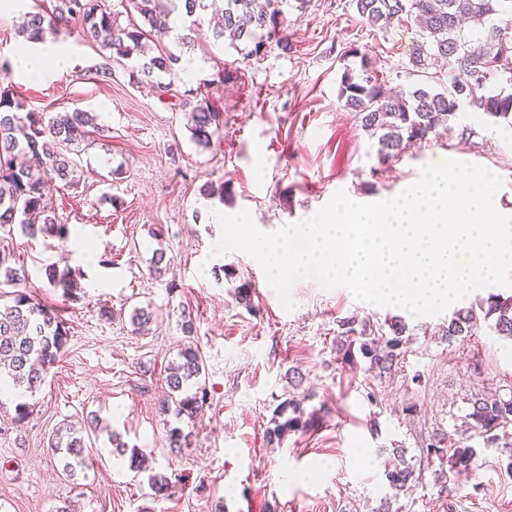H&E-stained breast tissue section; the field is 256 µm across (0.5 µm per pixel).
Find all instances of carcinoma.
Listing matches in <instances>:
<instances>
[{"instance_id":"1","label":"carcinoma","mask_w":512,"mask_h":512,"mask_svg":"<svg viewBox=\"0 0 512 512\" xmlns=\"http://www.w3.org/2000/svg\"><path fill=\"white\" fill-rule=\"evenodd\" d=\"M357 14L388 29L406 17L414 19L419 37L408 61L411 73H428L440 63L448 73L435 72L428 82L406 93H394L370 58L357 48L348 50L360 59V68H345L340 79L339 99L345 110L360 120L361 127L377 138L378 155L384 160L400 157L407 147L424 144L439 129L451 130L458 116L459 98L490 118L512 124V0H352ZM288 0H119L123 10L108 0H52L49 11H28L18 36L41 42L46 34H56L71 24L80 25L82 36L98 47L103 62L95 68L98 77L112 79V65L133 62L130 80L144 82L161 92L170 84L162 76L176 74L181 56L167 47L151 45L152 33L173 37L176 45L189 46L192 26L186 33L170 34L169 18L179 10L191 18L212 9L221 14L214 25V41L250 42L247 56L260 59L274 44L284 52L293 49L284 17ZM126 19H121V16ZM10 66L0 64V227L17 224L28 238L39 235L67 239L68 225L58 222L45 203V185L52 179L71 184L75 178L72 154L91 145V118L88 112H35L15 96L7 82ZM447 79H442V76ZM192 140L210 146L219 137L222 114L206 97L186 100ZM49 282L75 298L77 283L67 273L49 270ZM28 275L10 265V254L0 251V289H12L13 304L0 315V396L4 388L22 397L35 391L59 362L70 330L59 310L30 294ZM494 319L492 328L500 336L512 337V294H491L478 308H461L452 313L444 329L448 338L469 336L480 320ZM406 324L396 319L389 332L363 341L359 351L369 360V369L389 373L398 364L405 340ZM203 356L197 345L184 346L170 367L166 383L170 389L163 400L162 413L179 421H194L208 400L201 383ZM267 429L268 444L279 442L290 432L309 430L316 424L314 414H306L302 399L283 401ZM512 424V396L470 400L469 412L459 428L458 439L438 438L426 445L428 464H438L435 480L449 477L470 481L476 478V449L467 445L474 437L491 435ZM112 452L126 458L129 468L140 467L142 453L117 436H110ZM172 448H188L193 432L180 427L168 431ZM54 452L65 459L63 470L73 475L86 464L87 442L83 431L65 423L51 440ZM385 478L393 496L417 480L414 470L404 465L386 470Z\"/></svg>"}]
</instances>
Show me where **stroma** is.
<instances>
[{"instance_id":"35a3bbf8","label":"stroma","mask_w":512,"mask_h":512,"mask_svg":"<svg viewBox=\"0 0 512 512\" xmlns=\"http://www.w3.org/2000/svg\"><path fill=\"white\" fill-rule=\"evenodd\" d=\"M285 14L292 50L274 48L261 59L214 42L209 15H200L194 43L180 51L196 68L179 71L163 96L133 86L124 65L100 81V55L74 28L56 36L71 68L43 80L11 73L28 109L81 108L94 114L95 127L92 145L76 158L75 183L49 184L69 240L0 231V248L25 267L31 293L60 309L70 328L60 362L29 398V419L15 422V398L0 399V512H56L68 503L76 512H212L219 501L225 512H372L390 493L384 471L397 447L419 478L393 501L394 512H512V426L496 444L473 439L477 480L449 492L435 484L421 450L423 440L453 433L472 395L512 396L511 339L483 321L476 335L448 342L442 329L450 312L414 316L312 279L295 284L288 312L253 258L210 254L222 233L217 212L249 211L258 229L272 233L313 216L340 190L362 203L396 196L424 165L447 159L498 175V206L512 214L511 127L465 105L452 132L383 162L376 139L343 109L341 75L358 65L348 48L368 53L390 86L420 83L406 69L414 26L369 25L351 0H309L305 12ZM221 69L237 80L217 83ZM202 86L223 114L220 138L205 149L193 142L181 108L188 90ZM209 183L230 192L203 197ZM86 243L96 260L83 255ZM158 249L170 262L159 278L151 272ZM49 267L77 278L79 300L50 286ZM243 286L251 304L239 301ZM103 307L111 320L100 317ZM137 307L152 314L140 335L130 325ZM186 312L190 337L181 330ZM351 316L377 329L398 318L407 324L395 370L378 376L361 354L348 360L338 351V322ZM189 342L202 352L209 399L193 445L174 454L166 434L177 421L160 404L168 369ZM292 369L301 386L290 382ZM299 391L318 425L267 444L274 410ZM94 414L106 429L86 466L66 476L50 439L61 424L83 426ZM112 430L147 456L146 469L132 471L113 456ZM152 475L182 482L155 499Z\"/></svg>"}]
</instances>
